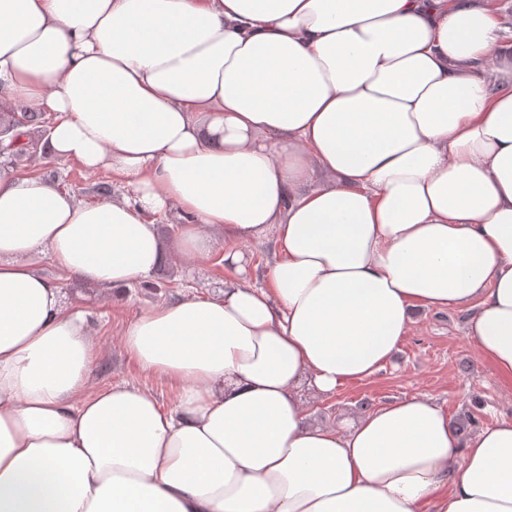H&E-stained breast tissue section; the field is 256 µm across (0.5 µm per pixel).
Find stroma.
I'll return each instance as SVG.
<instances>
[{"label": "stroma", "mask_w": 512, "mask_h": 512, "mask_svg": "<svg viewBox=\"0 0 512 512\" xmlns=\"http://www.w3.org/2000/svg\"><path fill=\"white\" fill-rule=\"evenodd\" d=\"M47 148V141H40L16 167V174L42 175L85 203L100 200L97 185L111 181L110 170L88 173L77 161L53 157ZM177 242V231H170L164 237L171 256L166 267L172 273L164 288L152 291L137 281L125 289L121 298L113 301L103 298L99 289L69 281L58 263L48 259L41 262L43 274L62 281L72 305L88 314L99 342L95 365L97 386L126 382L151 391L163 405H171L176 400V388L141 370L123 349L120 337L130 321L156 303L215 295L223 290V246H216L206 258L179 263L172 259L177 252ZM468 316V310L458 308L414 309L412 330L391 360L375 375L346 383L335 394L310 401L311 422L333 424L344 417L362 416L387 402L421 394L435 398L453 422L470 414L480 416L485 425L512 420V387L497 378L490 363L479 356L466 337Z\"/></svg>", "instance_id": "stroma-1"}]
</instances>
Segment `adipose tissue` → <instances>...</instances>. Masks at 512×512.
Returning <instances> with one entry per match:
<instances>
[{"instance_id":"ef3b65f1","label":"adipose tissue","mask_w":512,"mask_h":512,"mask_svg":"<svg viewBox=\"0 0 512 512\" xmlns=\"http://www.w3.org/2000/svg\"><path fill=\"white\" fill-rule=\"evenodd\" d=\"M0 104L132 197L0 172V512H512V421L427 395L333 427L298 394L373 376L410 311L466 306L512 382V41L493 0H0ZM181 225L224 290L121 343L180 389L97 388L85 312ZM273 239L265 284L241 245Z\"/></svg>"}]
</instances>
